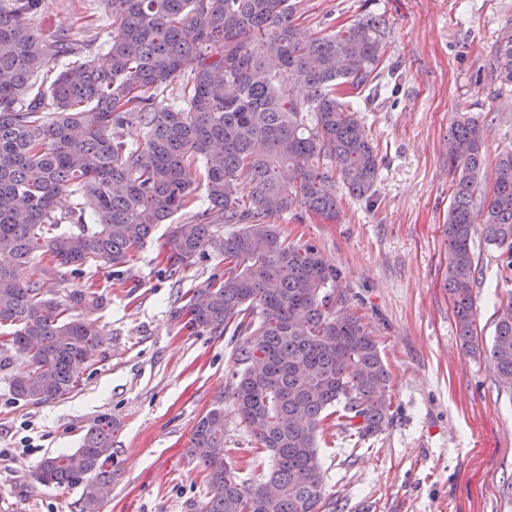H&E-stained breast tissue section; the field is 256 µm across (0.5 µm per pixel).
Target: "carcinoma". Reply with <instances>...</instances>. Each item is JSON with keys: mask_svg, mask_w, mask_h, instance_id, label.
Segmentation results:
<instances>
[{"mask_svg": "<svg viewBox=\"0 0 512 512\" xmlns=\"http://www.w3.org/2000/svg\"><path fill=\"white\" fill-rule=\"evenodd\" d=\"M106 3L107 53L70 60L46 87L37 79L50 59L75 55L69 35L49 40L33 23L39 0H11L0 10V252L10 257L0 263V353L13 348L27 358L11 391L34 405L66 397L78 366L102 343L87 318L100 297L61 298L26 279L29 263L50 257L47 276L58 282L101 261L123 267L167 224L163 248L174 270L211 251L224 256V274L186 291L176 313L196 333L241 338L243 369L231 397L271 459L268 471L241 479L224 461V410H209L191 437L192 448L210 449L197 455L210 489L201 512H323L319 439L377 433L390 415V372L334 286L338 270L316 245L288 241L273 220L298 204L335 219L337 176L356 197L374 194L377 152L353 103L378 77L383 20L368 14L335 34L303 37L296 0ZM495 73L512 85V27L501 34ZM175 77L183 78L181 106H159ZM290 82L307 97L286 93ZM135 123L146 129L136 148L122 134ZM482 143L474 119L448 131L446 288L463 345L476 351L471 213ZM194 166L208 205L174 224L194 203L185 177ZM64 192L76 202L58 217ZM485 206V242L512 251V150L497 161ZM223 224L236 230L224 236ZM489 358L512 391V298ZM115 428L112 416H98L79 448L41 462L37 481L80 484L79 512H102L97 486L112 483Z\"/></svg>", "mask_w": 512, "mask_h": 512, "instance_id": "obj_1", "label": "carcinoma"}]
</instances>
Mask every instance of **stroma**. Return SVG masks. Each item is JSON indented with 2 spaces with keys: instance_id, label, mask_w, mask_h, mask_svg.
<instances>
[{
  "instance_id": "obj_1",
  "label": "stroma",
  "mask_w": 512,
  "mask_h": 512,
  "mask_svg": "<svg viewBox=\"0 0 512 512\" xmlns=\"http://www.w3.org/2000/svg\"><path fill=\"white\" fill-rule=\"evenodd\" d=\"M380 14L383 87L358 105L377 147L371 199L336 185L339 217L296 206L277 220L289 241L319 247L341 272L352 313L376 338L390 372L391 417L362 441L337 434L319 443L327 499L335 512H512V393L498 383L483 349L512 293V253L487 244L481 204L499 155L512 149V88L494 75L512 0H299L304 34L326 35L367 13ZM44 32L67 30L84 55L105 50V0H42ZM483 129V178L471 247L478 350L464 348L446 288L451 206L448 130L460 114ZM164 228L130 265L104 263L53 284L58 294L94 288L101 344L68 396L33 405L12 395L0 370V512H77L81 486L38 483L41 461L78 448L93 420L117 421L111 492L103 512H200L209 492L191 448L195 423L224 408L225 459L266 470V454L241 423L230 397L237 342L195 333L175 312L182 291L223 273L210 254L183 273L164 256Z\"/></svg>"
}]
</instances>
